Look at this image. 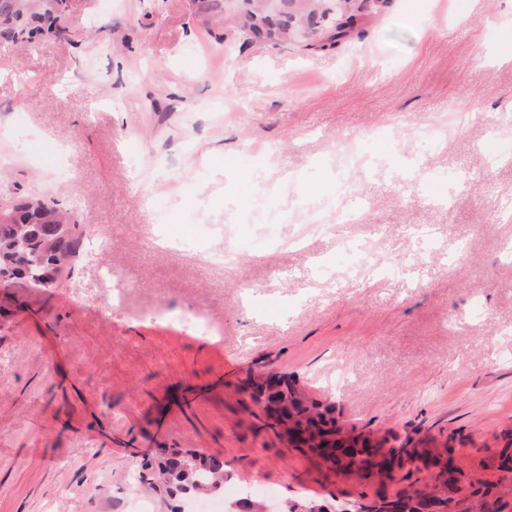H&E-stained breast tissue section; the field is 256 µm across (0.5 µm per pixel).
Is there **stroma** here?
Here are the masks:
<instances>
[{
    "instance_id": "1",
    "label": "stroma",
    "mask_w": 512,
    "mask_h": 512,
    "mask_svg": "<svg viewBox=\"0 0 512 512\" xmlns=\"http://www.w3.org/2000/svg\"><path fill=\"white\" fill-rule=\"evenodd\" d=\"M18 4L0 203L58 201L109 246L58 287L0 283V512H114L159 448L224 459L222 495L259 506L269 487L357 498L367 483L249 432L230 393L261 366L345 425L454 438L482 475L471 439L512 426V0H349L358 22L324 50L248 41L196 0ZM444 118L447 139L424 135ZM350 140L364 170L336 166ZM342 239L406 267L367 277Z\"/></svg>"
}]
</instances>
